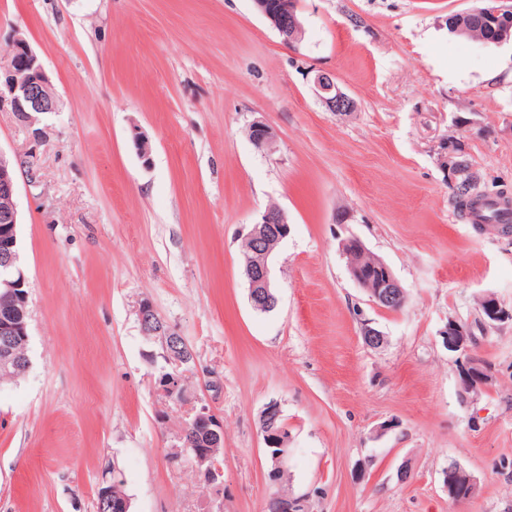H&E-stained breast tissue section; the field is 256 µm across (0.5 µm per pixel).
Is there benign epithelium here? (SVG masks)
I'll list each match as a JSON object with an SVG mask.
<instances>
[{
    "mask_svg": "<svg viewBox=\"0 0 512 512\" xmlns=\"http://www.w3.org/2000/svg\"><path fill=\"white\" fill-rule=\"evenodd\" d=\"M257 11L267 19L277 31L283 42H296L302 32V25L297 17L296 0H254ZM13 52L11 56L0 61V111L12 112L24 126L31 124L33 113H49L60 110V102L53 91L51 81L38 55L30 43L21 34L16 33L10 40ZM314 88L319 100L330 112H342L356 106L355 100L343 92L332 72L320 71L314 77ZM249 137L260 149H269L276 138L274 129L264 120L257 119L249 126ZM134 143L143 165L151 164V146L146 134L135 131ZM439 161L452 176H457L463 168L461 154L457 153L447 142L441 143ZM24 169L28 182L38 180L37 170L20 157H10L0 151V200L6 205L0 206V367H7L14 362V345L16 340L28 341V323L23 321L27 312L29 294L22 291L27 282L23 270L14 269L18 259L19 241L17 226L20 224L16 203L18 195L17 171ZM289 233L288 215L276 206L266 209L257 222L250 227L249 237L253 240L254 257L243 263V272L248 283L249 298L253 308L261 309L273 301H278L271 290L277 288L272 268L269 264L270 251L265 249L266 241L275 238L283 241ZM370 301L383 308L403 302L405 289L392 275L387 274L385 289H367ZM485 323H506L512 321V310L502 306L494 297L484 299ZM140 329L145 336H155L163 344L166 362L176 366L188 363V359L175 352L177 335L173 333L156 312L154 306L144 301L138 310ZM443 343L449 350L458 353L461 363L460 395H469L486 387L492 375L490 370L482 368L474 355V337L470 325L455 319L441 332ZM157 390L171 401L184 403L188 400L183 379L178 371H163L155 382ZM261 416L266 424L261 428L265 451L271 468L270 479H275L278 470L285 467L287 461L288 428L276 427L275 418L280 416V405L271 401L265 405ZM203 426L213 434V441L197 448L193 437L182 433L181 444L173 447L169 453L172 461L186 457L192 461L196 472L202 474V483L208 488L218 489L223 484L224 468L217 461L214 448L224 447V424L221 419L205 404L194 407L184 423V427ZM123 480L119 468L112 467V474L102 478L98 486L100 500L112 502V484ZM461 481L476 491V481L463 467L453 465L451 476L444 477L448 496L456 498L455 484ZM268 512H305L306 499L303 497L273 495L267 503Z\"/></svg>",
    "mask_w": 512,
    "mask_h": 512,
    "instance_id": "obj_1",
    "label": "benign epithelium"
}]
</instances>
